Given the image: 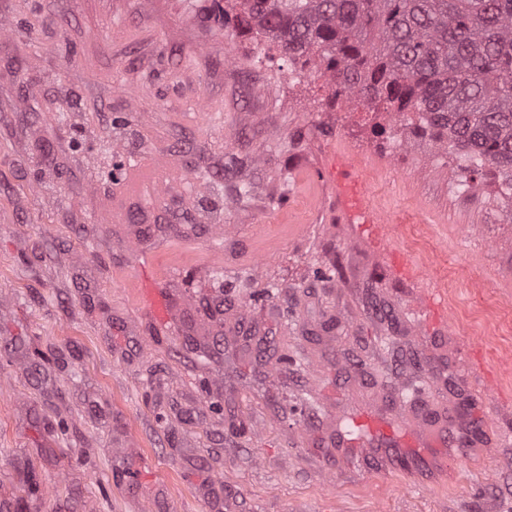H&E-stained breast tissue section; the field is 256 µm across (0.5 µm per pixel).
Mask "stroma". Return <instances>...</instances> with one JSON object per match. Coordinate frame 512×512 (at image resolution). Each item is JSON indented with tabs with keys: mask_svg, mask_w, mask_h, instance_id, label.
I'll return each instance as SVG.
<instances>
[{
	"mask_svg": "<svg viewBox=\"0 0 512 512\" xmlns=\"http://www.w3.org/2000/svg\"><path fill=\"white\" fill-rule=\"evenodd\" d=\"M202 3L0 0V505L131 512L117 466L134 451L162 512H209L216 478L240 512H512L500 171L465 173L423 132L393 150L386 113L335 95L322 67L255 62ZM118 145L176 175L163 200L113 178ZM340 151L384 241L333 207L323 162ZM145 267L167 325L142 302ZM331 314L345 327L323 331ZM284 350L296 365L271 370ZM423 355L496 443L448 474L327 475L309 436L337 406L430 382ZM206 382L222 409L200 408Z\"/></svg>",
	"mask_w": 512,
	"mask_h": 512,
	"instance_id": "1",
	"label": "stroma"
}]
</instances>
